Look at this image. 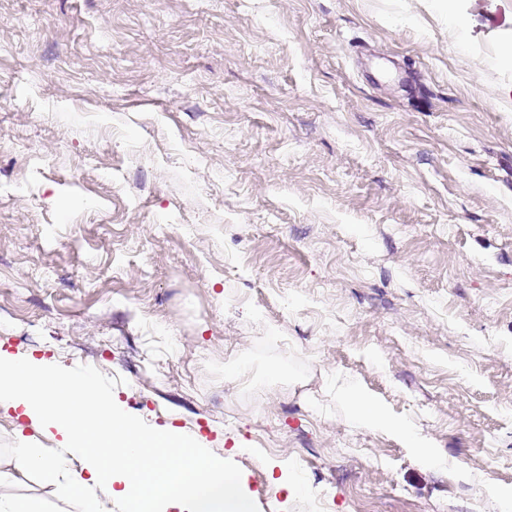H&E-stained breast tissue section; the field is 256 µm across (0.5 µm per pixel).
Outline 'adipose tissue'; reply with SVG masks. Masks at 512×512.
Returning <instances> with one entry per match:
<instances>
[{
    "mask_svg": "<svg viewBox=\"0 0 512 512\" xmlns=\"http://www.w3.org/2000/svg\"><path fill=\"white\" fill-rule=\"evenodd\" d=\"M336 399L348 422L395 435L407 447L423 449L428 464H439L414 427L391 417L359 384L337 381ZM0 406L21 410L61 437V450L52 456L27 445L13 449L12 473L38 472L83 512H98L92 491L99 483L122 484L130 512H167L173 499L180 500L181 512H251L240 478L225 473L221 461L194 440L138 430L98 388L95 375L0 353ZM74 459L82 462V472L68 471Z\"/></svg>",
    "mask_w": 512,
    "mask_h": 512,
    "instance_id": "1",
    "label": "adipose tissue"
}]
</instances>
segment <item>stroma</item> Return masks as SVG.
I'll return each mask as SVG.
<instances>
[{
    "mask_svg": "<svg viewBox=\"0 0 512 512\" xmlns=\"http://www.w3.org/2000/svg\"><path fill=\"white\" fill-rule=\"evenodd\" d=\"M508 40L512 0H0V352L96 349L253 512H499ZM340 375L444 465L347 423ZM22 442L56 445L0 407ZM0 494L78 512L35 474Z\"/></svg>",
    "mask_w": 512,
    "mask_h": 512,
    "instance_id": "35a3bbf8",
    "label": "stroma"
}]
</instances>
